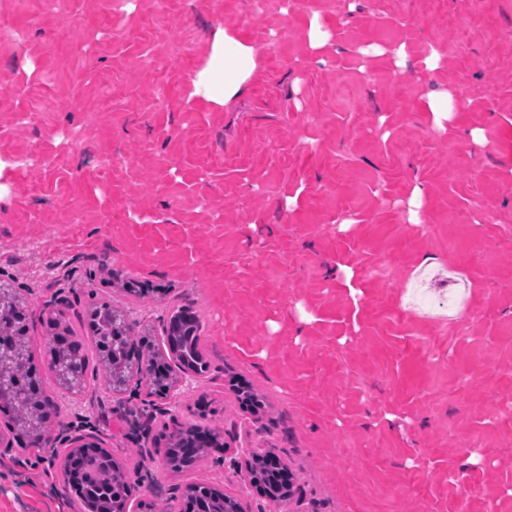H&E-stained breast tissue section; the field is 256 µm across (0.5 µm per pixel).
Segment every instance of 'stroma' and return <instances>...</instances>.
<instances>
[{"label": "stroma", "instance_id": "1", "mask_svg": "<svg viewBox=\"0 0 512 512\" xmlns=\"http://www.w3.org/2000/svg\"><path fill=\"white\" fill-rule=\"evenodd\" d=\"M219 29L258 67L216 109L189 77ZM0 155V283L34 340L54 298L88 349L102 302L155 337L200 321L205 375L153 407L43 375L133 498L208 481L266 512L244 465L270 449L286 512H512V0H0ZM190 423L223 445L175 474L160 435ZM59 483L0 448V512H72Z\"/></svg>", "mask_w": 512, "mask_h": 512}]
</instances>
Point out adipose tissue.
<instances>
[{
	"label": "adipose tissue",
	"instance_id": "adipose-tissue-1",
	"mask_svg": "<svg viewBox=\"0 0 512 512\" xmlns=\"http://www.w3.org/2000/svg\"><path fill=\"white\" fill-rule=\"evenodd\" d=\"M258 66L254 47L225 30L217 31L205 66L191 75V94L217 106L242 93Z\"/></svg>",
	"mask_w": 512,
	"mask_h": 512
}]
</instances>
